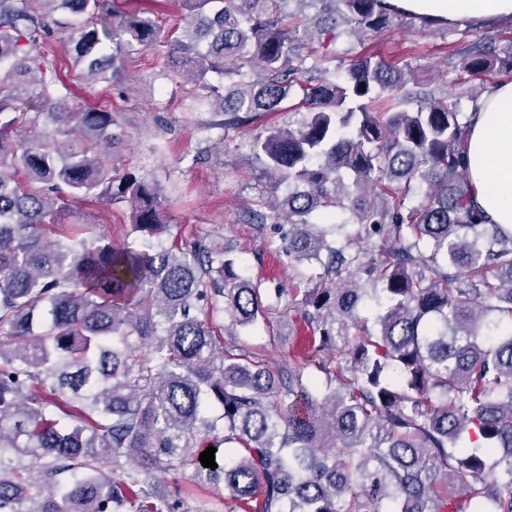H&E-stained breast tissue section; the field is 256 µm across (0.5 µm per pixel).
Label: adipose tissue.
I'll use <instances>...</instances> for the list:
<instances>
[{
  "instance_id": "ef3b65f1",
  "label": "adipose tissue",
  "mask_w": 512,
  "mask_h": 512,
  "mask_svg": "<svg viewBox=\"0 0 512 512\" xmlns=\"http://www.w3.org/2000/svg\"><path fill=\"white\" fill-rule=\"evenodd\" d=\"M421 22L463 26L512 20V0H384ZM470 204L487 223L512 228V81L490 87L467 116Z\"/></svg>"
}]
</instances>
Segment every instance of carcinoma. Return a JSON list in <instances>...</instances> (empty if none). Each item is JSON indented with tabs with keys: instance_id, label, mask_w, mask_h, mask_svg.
I'll use <instances>...</instances> for the list:
<instances>
[{
	"instance_id": "cac0c4a2",
	"label": "carcinoma",
	"mask_w": 512,
	"mask_h": 512,
	"mask_svg": "<svg viewBox=\"0 0 512 512\" xmlns=\"http://www.w3.org/2000/svg\"><path fill=\"white\" fill-rule=\"evenodd\" d=\"M43 2L0 0V512H181L153 482L176 462L224 485L226 512H512V231L469 204L458 103L403 92L408 71L374 56L327 77L299 53L291 0H182L179 36L106 0H53L91 17L64 26ZM296 2L320 6L331 41L401 17L380 0ZM59 31L91 86L119 89L124 60L164 47L166 79L191 69L185 111L207 109L214 73L230 78L226 128L300 115L251 143L270 188L288 185L272 208L291 226L286 263L319 269L288 289L309 358L286 378L216 330L218 315L268 320L260 286L221 244L164 246L158 185L103 164L118 123L72 107L43 53ZM460 65L512 71V55L473 46ZM91 194L131 207L138 242L60 222ZM209 439L214 470L199 461ZM43 458L57 467L34 501L24 460Z\"/></svg>"
}]
</instances>
